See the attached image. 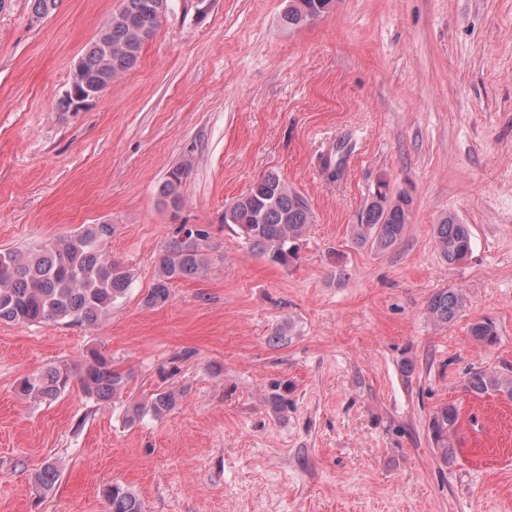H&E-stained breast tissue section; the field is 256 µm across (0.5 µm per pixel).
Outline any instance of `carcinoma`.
Returning <instances> with one entry per match:
<instances>
[{
  "instance_id": "carcinoma-1",
  "label": "carcinoma",
  "mask_w": 512,
  "mask_h": 512,
  "mask_svg": "<svg viewBox=\"0 0 512 512\" xmlns=\"http://www.w3.org/2000/svg\"><path fill=\"white\" fill-rule=\"evenodd\" d=\"M168 7L167 0H123L122 8L103 24L96 39L76 62L71 82L60 107L77 109L86 92L103 91L112 79L138 63L144 37H152L160 27L157 12ZM336 0H288L282 24L298 29L320 14H330ZM187 166L173 168L161 184L159 194L165 206L178 210L183 205L181 187ZM410 200L398 198L391 204L386 197L371 195L360 224L354 230L359 246L388 250L399 244L410 223ZM224 223L234 226L251 248L274 264L286 266L298 256L299 242L313 223L308 200L288 186L275 172L263 174L248 191L230 202L224 210ZM115 228L111 224H88L73 235L58 238L27 251L9 250L0 262V321L15 323H55L68 321L97 326L122 299L131 283L130 269L113 260L107 250ZM436 248L444 261L453 264L465 259L472 249V230L453 213L440 217L433 227ZM209 231L198 226L185 230L178 225L173 237L158 257L157 280L144 298L149 307H161L170 297L172 284L186 278L204 277L211 264ZM465 305V295L454 288L435 293L427 303L429 316L442 324L453 322ZM471 335L491 344L494 326L485 321L470 327ZM71 374L50 367L24 378L19 394L31 399L53 400L69 386ZM83 391L99 403L118 395L124 376L112 368V361L93 352L79 375ZM467 391L476 395L499 394L512 399V376L493 371L469 372ZM178 394L167 390L155 394L150 410L155 414L173 409ZM459 410L445 405L435 413L431 429L434 440L446 444L448 433L457 424ZM60 478L57 465L46 463L33 476L35 486L52 490ZM104 496L110 512H143L139 498L129 489L112 485Z\"/></svg>"
}]
</instances>
